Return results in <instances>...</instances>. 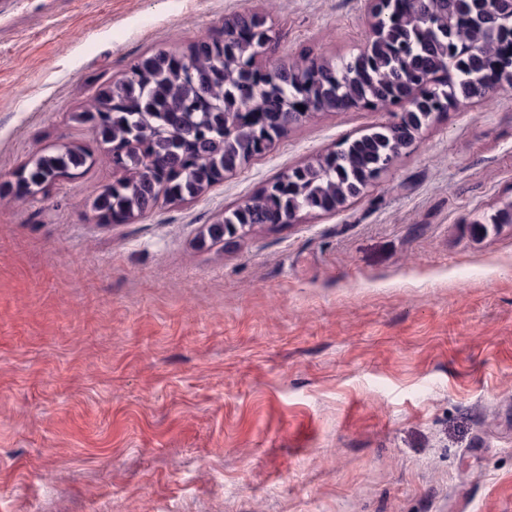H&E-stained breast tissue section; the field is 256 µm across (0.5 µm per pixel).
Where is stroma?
I'll use <instances>...</instances> for the list:
<instances>
[{"label":"stroma","mask_w":512,"mask_h":512,"mask_svg":"<svg viewBox=\"0 0 512 512\" xmlns=\"http://www.w3.org/2000/svg\"><path fill=\"white\" fill-rule=\"evenodd\" d=\"M365 0H0V512H512V86L434 116L333 215L204 247L283 172L391 122L321 112L198 198L99 224L73 115L135 58L262 15L260 67L359 52ZM91 156L77 145H64L55 151L37 152L22 167L15 182L19 196L45 192L61 178H75L91 166Z\"/></svg>","instance_id":"stroma-1"}]
</instances>
